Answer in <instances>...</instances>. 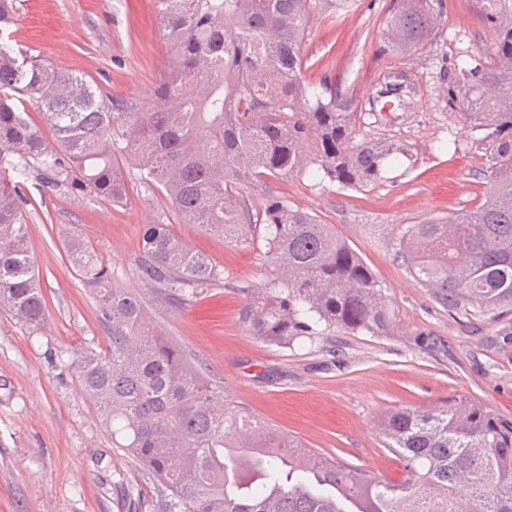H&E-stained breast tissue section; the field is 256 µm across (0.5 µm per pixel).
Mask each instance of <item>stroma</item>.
Masks as SVG:
<instances>
[{
    "label": "stroma",
    "mask_w": 512,
    "mask_h": 512,
    "mask_svg": "<svg viewBox=\"0 0 512 512\" xmlns=\"http://www.w3.org/2000/svg\"><path fill=\"white\" fill-rule=\"evenodd\" d=\"M386 2L357 0L311 16L302 76L345 86L357 104L356 138L398 143L405 156L363 188L304 172L269 179L267 191L332 225L360 255L396 334L337 329L287 348L269 344L240 318L244 287L265 282L256 247L186 223L164 193L140 186L131 166L129 196L119 204L52 191L29 174L25 220L45 324L35 332L0 311V512H138L126 488L155 496L136 463L113 447L71 367L77 352L105 336L96 294L66 252L72 236L93 244L117 283L141 292L159 330L236 405L321 456L396 479L402 464L377 429L386 413L466 398L512 421V308L475 317L441 303L393 245L399 225L444 220L484 197V159L475 131L448 105V70L461 57L492 56L495 38L478 0H447L431 42L387 54L379 48ZM8 33L30 54L94 80L127 112L151 101L168 60L154 0H20ZM148 224L169 225L222 265L223 284L183 305L156 301L135 270Z\"/></svg>",
    "instance_id": "1"
}]
</instances>
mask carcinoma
<instances>
[{
    "instance_id": "1",
    "label": "carcinoma",
    "mask_w": 512,
    "mask_h": 512,
    "mask_svg": "<svg viewBox=\"0 0 512 512\" xmlns=\"http://www.w3.org/2000/svg\"><path fill=\"white\" fill-rule=\"evenodd\" d=\"M355 2L156 0L169 60L143 112L121 111L85 76L0 39V310L34 331L44 325L21 180L35 170L49 188L121 203L128 182L118 151L187 223L227 243L263 245L266 284L249 291L242 312L253 335L289 347L321 335L319 325L395 334L373 273L332 225L264 195L267 179L313 165L361 188L405 153L356 140L352 95L302 78L310 14ZM481 4L495 52L453 64L448 104L480 132L488 191L448 222L399 227L395 249L440 299L489 314L512 307V0ZM442 9L443 0H389L381 51L427 44ZM17 11V0H0L1 30ZM29 105L44 112L49 132L29 119ZM242 185L264 196L261 205L239 198ZM67 248L107 333L76 356L77 380L114 447L155 486L158 512H512V422L486 406L459 399L383 416L386 447L404 464L398 480L323 458L238 409L152 324L142 297L111 280L94 248L76 238ZM136 271L169 305L224 282V269L166 224L143 229Z\"/></svg>"
}]
</instances>
